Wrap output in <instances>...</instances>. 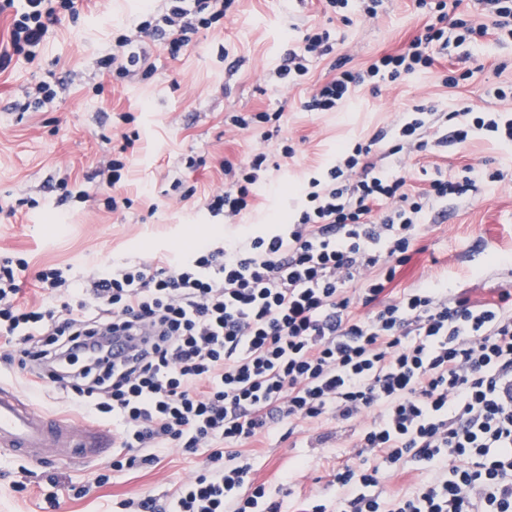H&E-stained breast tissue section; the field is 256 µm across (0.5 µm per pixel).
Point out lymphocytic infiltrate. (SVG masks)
<instances>
[{"instance_id":"lymphocytic-infiltrate-1","label":"lymphocytic infiltrate","mask_w":512,"mask_h":512,"mask_svg":"<svg viewBox=\"0 0 512 512\" xmlns=\"http://www.w3.org/2000/svg\"><path fill=\"white\" fill-rule=\"evenodd\" d=\"M235 2L160 0L116 25L100 64L116 83L151 78L144 38L178 57L199 31L223 26ZM480 2L481 23L451 17L447 0H416L428 20L408 48L357 70L336 64L305 111L333 112L363 87L428 72L434 49L512 40V0ZM77 14L76 0H22L0 41V72L17 56L34 61L50 25ZM331 50L328 30L306 29L275 68L278 83L303 84ZM478 130L511 146L512 113L415 106L300 184L291 222L245 241L117 261L87 278L1 260L0 359L33 386H57L110 416L113 472L154 465L173 447L205 452L174 494L124 499L123 512H282L252 464H228L226 451L329 417L360 424L359 465L333 474L336 512H512V294L476 303L431 282L384 295L432 210L506 174L467 166L413 192L405 174L379 166L374 146L387 143L394 156L461 145ZM133 146L125 137L95 173L108 209L130 203L120 188ZM268 177L265 153L225 162L208 211L235 223L254 211ZM27 280L41 305L20 301ZM419 469L428 477L412 492L383 495V476Z\"/></svg>"}]
</instances>
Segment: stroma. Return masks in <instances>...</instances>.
Returning a JSON list of instances; mask_svg holds the SVG:
<instances>
[{
    "instance_id": "stroma-1",
    "label": "stroma",
    "mask_w": 512,
    "mask_h": 512,
    "mask_svg": "<svg viewBox=\"0 0 512 512\" xmlns=\"http://www.w3.org/2000/svg\"><path fill=\"white\" fill-rule=\"evenodd\" d=\"M145 5V0H78V20L51 25L35 63L16 60L0 73V259L21 254L31 269L68 266L86 277L116 258L149 261L227 233L243 240L264 214L292 215L298 183L333 161L342 146L368 140L420 102L440 110L460 101L477 112L512 109V100L493 95L496 87L512 85V41L475 50L483 69L457 87L441 83L465 53L451 47L434 71L381 86L375 93L362 90L336 112L305 111V86L270 80V70L309 26L327 28L333 42L332 54L310 70L313 84L332 77L336 59L349 57L350 67L357 69L376 55L405 48L424 24L414 0H384L376 19L357 18L350 24L325 13L321 0H238L222 28L200 32L179 58H171L159 41L147 39L157 68L154 81L135 77L113 83L99 67L112 50L111 26L130 20ZM503 61L508 67L501 72L497 66ZM41 81L56 84L54 103L37 111H14V101ZM279 107L284 110L281 130L272 139L224 127L225 113ZM116 112L131 113L133 123L113 128ZM132 131L139 139L122 188L130 207L108 210L96 195L56 203L50 188L58 176L66 173L85 181L100 159L121 145L122 133ZM286 138L297 149L290 159L279 155ZM255 150L268 152L278 163L270 172L272 188L261 196L256 214L225 227L222 217L206 209L205 200L224 184V161L239 162ZM191 155L205 157V166L186 168ZM383 164L404 166L409 185L420 190L440 171L512 168V154L478 135L458 149L395 155ZM176 169L185 187L194 191L189 199H180L170 187ZM435 280L448 281L474 301L512 293V181L482 186L475 196L449 201L433 212L389 290L396 295ZM326 431L332 439L317 442V435ZM354 442L353 425L331 419L286 439L272 432L260 438L256 476L283 500L286 512H301L312 496L334 512L332 473L342 463L356 461ZM111 460L108 451L84 462L0 454V512H119L125 498L172 494L201 468L204 457L171 448L154 467L95 485L96 475L106 472ZM53 493L59 501L54 508L47 503Z\"/></svg>"
}]
</instances>
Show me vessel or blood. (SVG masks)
<instances>
[{
  "label": "vessel or blood",
  "mask_w": 512,
  "mask_h": 512,
  "mask_svg": "<svg viewBox=\"0 0 512 512\" xmlns=\"http://www.w3.org/2000/svg\"><path fill=\"white\" fill-rule=\"evenodd\" d=\"M111 441V434L105 430L46 416L17 390L0 382L1 451L33 459L53 451L68 460H82L100 455Z\"/></svg>",
  "instance_id": "1"
}]
</instances>
